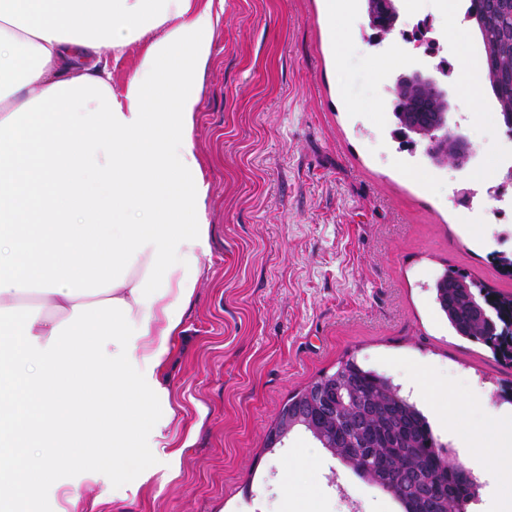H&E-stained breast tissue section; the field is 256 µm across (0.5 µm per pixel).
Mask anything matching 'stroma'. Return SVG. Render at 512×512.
<instances>
[{
	"label": "stroma",
	"instance_id": "stroma-1",
	"mask_svg": "<svg viewBox=\"0 0 512 512\" xmlns=\"http://www.w3.org/2000/svg\"><path fill=\"white\" fill-rule=\"evenodd\" d=\"M399 12L397 32L378 45L357 18L337 63L323 0H224L193 134L210 184L209 272L168 364L177 421L156 438L155 468L122 486L108 448L66 469L102 512H298L284 493L291 458L318 512H401L304 430L266 448L288 398L352 356L421 411L420 383L465 394L459 427L474 430L483 400L512 387V368L456 336L432 291L453 269L512 293L490 258L493 215L461 193L512 160V139L491 99L474 110L448 81L468 166H434L422 141L400 147L393 80L433 63L402 31L423 18L465 26L463 7L450 15L435 0H399ZM465 30L464 43L440 45L451 63L462 44L479 43Z\"/></svg>",
	"mask_w": 512,
	"mask_h": 512
}]
</instances>
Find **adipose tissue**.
<instances>
[{
  "label": "adipose tissue",
  "instance_id": "1",
  "mask_svg": "<svg viewBox=\"0 0 512 512\" xmlns=\"http://www.w3.org/2000/svg\"><path fill=\"white\" fill-rule=\"evenodd\" d=\"M224 0H0V512L95 448L153 466L173 340L206 277L193 139ZM142 52L121 86L112 57ZM512 512V424L460 433Z\"/></svg>",
  "mask_w": 512,
  "mask_h": 512
}]
</instances>
